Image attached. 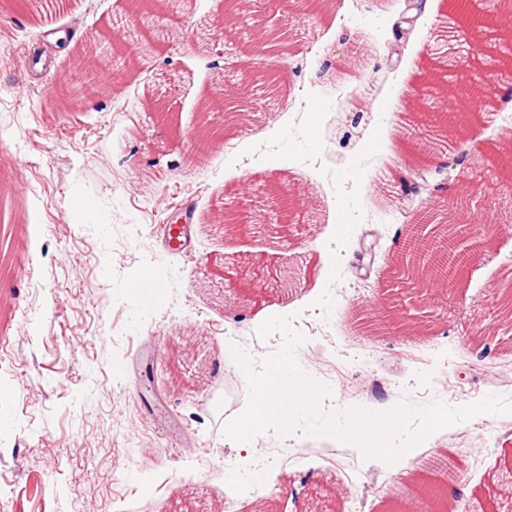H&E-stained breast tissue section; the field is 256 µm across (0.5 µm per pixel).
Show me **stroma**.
<instances>
[{
    "label": "stroma",
    "instance_id": "stroma-1",
    "mask_svg": "<svg viewBox=\"0 0 512 512\" xmlns=\"http://www.w3.org/2000/svg\"><path fill=\"white\" fill-rule=\"evenodd\" d=\"M449 2L333 0L288 17L286 49L257 53L241 34L215 39L225 0H182L146 31L127 21L126 0L0 8V512H388L415 498L430 458L453 466L440 492L455 512H488L492 477L507 480L512 466V414L440 430L391 464L300 431L267 430L246 450L223 435L249 400L224 350L240 341L262 362L283 344L257 334L272 316H291L303 336L296 360L330 389L324 410L512 400V330L473 327L512 283V220L425 334L368 335L354 319L378 305L400 237L435 200L463 189L502 209L512 58L498 46L483 44L473 63L496 77L492 109L463 113L466 137L438 151L444 168L417 170L408 195L379 175L416 162L400 104L448 71L433 38ZM119 18L139 69H115L117 92L83 111H56L43 81L75 83L73 47L107 43ZM283 67L279 97L249 85L243 101L256 112L190 164L206 92L227 73ZM275 185L304 197L286 221L230 235L213 223L228 208L245 221L267 212ZM185 201L195 209L186 253L155 234L184 220ZM147 268L167 288L144 313L123 289Z\"/></svg>",
    "mask_w": 512,
    "mask_h": 512
}]
</instances>
